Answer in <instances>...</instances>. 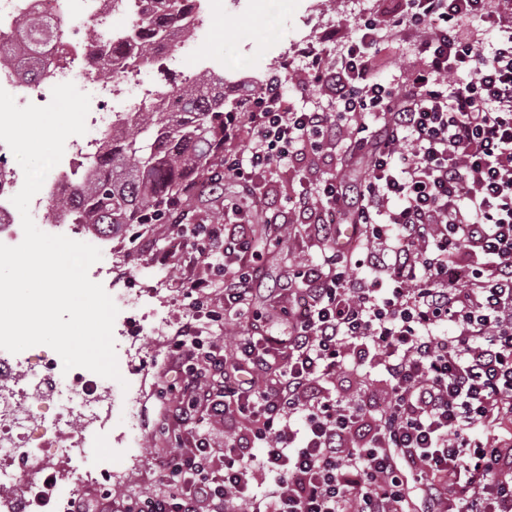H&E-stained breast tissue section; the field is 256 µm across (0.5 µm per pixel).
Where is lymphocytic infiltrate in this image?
<instances>
[{"label":"lymphocytic infiltrate","mask_w":512,"mask_h":512,"mask_svg":"<svg viewBox=\"0 0 512 512\" xmlns=\"http://www.w3.org/2000/svg\"><path fill=\"white\" fill-rule=\"evenodd\" d=\"M386 18L394 34L424 33L420 66L398 82L380 77L382 24L365 16L292 77L335 111L289 106L276 75L244 91L228 121L242 148L224 171L247 191L335 139L367 159L361 179L336 176L271 213L272 235L310 224L329 242L348 221L362 244L294 270L287 335L240 337L231 367L198 321L241 314L260 274L253 217L233 205L223 223L178 232V252L223 258L224 308L187 275L171 351H201L221 383L186 371L175 422L190 447L158 465L168 492L117 512H512V6L391 0ZM282 351L278 380L255 386L251 372ZM202 410L240 422L220 474Z\"/></svg>","instance_id":"f902f5d3"}]
</instances>
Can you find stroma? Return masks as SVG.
I'll return each instance as SVG.
<instances>
[{"instance_id":"1","label":"stroma","mask_w":512,"mask_h":512,"mask_svg":"<svg viewBox=\"0 0 512 512\" xmlns=\"http://www.w3.org/2000/svg\"><path fill=\"white\" fill-rule=\"evenodd\" d=\"M384 0H288V6L278 19L277 36L259 41L253 33L268 15V8L255 0L252 8H244L241 0H226L225 14L216 19L213 35L204 46V54L217 53L221 57L239 59L236 67L224 70L225 86L249 78L268 75H287L301 69L305 60L301 50L315 46L327 54H334L344 42L357 35L356 23L364 15L378 12ZM418 32L403 35L385 34L378 47L380 72L395 78L415 59ZM345 141L331 143L328 160L315 168L304 167L294 172L289 182H282L279 172L268 174L265 183L277 196L300 191L302 178L321 181L335 175L348 156ZM247 194L238 182L225 178L222 191L206 194L193 200L188 219L193 224H220L224 221V202L231 198L246 199ZM176 231L174 224H130L115 235L110 244L101 246L100 266H116L108 293L119 313H127V300L142 288L150 289L144 311L162 317L161 326L151 323L127 329L119 337L122 345H136L139 356L118 354L120 380H107L115 407L109 431L104 440H91L88 455L91 459H112L111 475L78 485L77 495L87 505L97 506L103 492L128 500H139L162 493L165 489L157 472V463L169 453L179 451L170 427L176 409V398L162 399L160 386L180 383L185 363L172 361L169 349L176 329L183 322L190 300L182 280L184 266L193 267L196 274L214 284L213 305L224 303V274L198 255L182 254L173 264L160 265L157 249L162 248ZM319 240L312 231H286L281 241H267L253 235L252 249L256 252L277 251L281 262L265 263V280L249 301L250 311L262 312L267 317L269 331L280 334L285 329L278 313L288 301L284 287L289 273L300 263L310 260L318 252ZM141 394L142 417L140 430H132L120 410L128 391Z\"/></svg>"}]
</instances>
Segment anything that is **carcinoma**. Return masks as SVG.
<instances>
[{
	"instance_id": "carcinoma-1",
	"label": "carcinoma",
	"mask_w": 512,
	"mask_h": 512,
	"mask_svg": "<svg viewBox=\"0 0 512 512\" xmlns=\"http://www.w3.org/2000/svg\"><path fill=\"white\" fill-rule=\"evenodd\" d=\"M129 38L120 57H105L97 72L119 78L120 65L149 66L163 50L180 49L188 35L181 0H139ZM16 30L27 46L0 41V59L14 58L26 75L40 74L42 46L62 39L60 26H47L35 15L17 19ZM224 94V69L204 70L194 78L160 90L151 104L127 112L103 134L97 156L88 160L65 203H52L47 217L79 224L92 234L112 237L127 224H165L172 209L187 205L197 190L221 187L218 161L224 156V118L236 111Z\"/></svg>"
}]
</instances>
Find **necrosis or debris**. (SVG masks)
<instances>
[{"mask_svg":"<svg viewBox=\"0 0 512 512\" xmlns=\"http://www.w3.org/2000/svg\"><path fill=\"white\" fill-rule=\"evenodd\" d=\"M186 5L193 36L179 54L160 57L159 65L182 66L191 60L202 67L216 62L215 57L197 54L196 48L210 37V19L223 15L221 0H186ZM134 9L133 0H0V39L11 38L17 17L33 11L52 22L66 19L80 28L95 25L99 47L106 52L112 42L128 33L123 20ZM138 75V67L129 64L120 81L95 78L86 43L74 37L50 49L37 81H22L15 64L0 62V88L19 106L49 104L52 88L65 82L74 83L91 97L86 133L67 139L60 163L31 201L34 222H42L48 201H64L83 163L97 151L101 132L111 127L113 113L134 112L141 106V98L120 95L122 89L138 87ZM23 183L24 173L15 165L12 151L0 142V243L9 246L23 239L21 216L11 202ZM80 375V384L70 383L68 374L41 350L23 368L0 350V486L5 489L0 512H65L74 487L60 483L50 496L44 491V480L57 475V461L84 457L88 438L100 435L103 417L112 413V397L96 375L86 369ZM18 487L28 495L22 510L12 495Z\"/></svg>","mask_w":512,"mask_h":512,"instance_id":"1","label":"necrosis or debris"}]
</instances>
